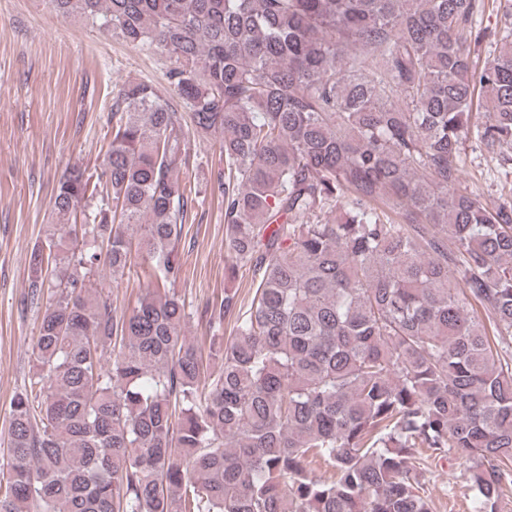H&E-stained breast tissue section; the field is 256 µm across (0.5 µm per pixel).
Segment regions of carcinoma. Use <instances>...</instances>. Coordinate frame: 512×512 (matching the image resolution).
<instances>
[{"label": "carcinoma", "instance_id": "1", "mask_svg": "<svg viewBox=\"0 0 512 512\" xmlns=\"http://www.w3.org/2000/svg\"><path fill=\"white\" fill-rule=\"evenodd\" d=\"M49 2L170 66L164 90L121 85L104 164L60 179L59 223L30 254L32 298L50 296L0 512H432L421 456L453 451L476 512H496L512 492V4L490 28L488 0ZM186 110L224 154L225 279L255 286L206 310L210 378L174 291ZM470 143L494 159L492 204L465 181ZM136 258L145 282L119 314L94 278Z\"/></svg>", "mask_w": 512, "mask_h": 512}]
</instances>
